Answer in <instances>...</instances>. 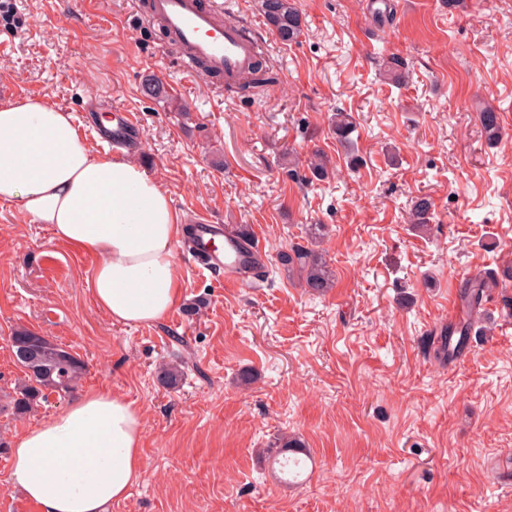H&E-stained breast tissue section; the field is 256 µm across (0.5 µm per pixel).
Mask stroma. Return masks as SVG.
Returning a JSON list of instances; mask_svg holds the SVG:
<instances>
[{
	"instance_id": "stroma-1",
	"label": "stroma",
	"mask_w": 512,
	"mask_h": 512,
	"mask_svg": "<svg viewBox=\"0 0 512 512\" xmlns=\"http://www.w3.org/2000/svg\"><path fill=\"white\" fill-rule=\"evenodd\" d=\"M303 32L283 44L261 0H239L276 82L260 96L206 76L183 79L179 49L146 38L147 0H12L24 21L0 29V104L43 97L83 115V138L111 108L138 121L131 153L169 192L181 223L204 217L245 226L268 255V275L224 287L176 244L180 304L151 325L112 323L94 304L96 254L53 239L19 203H0V512H38L9 481L14 437L63 411L77 394L106 390L143 416L144 475L110 512H512V282L493 291L466 353L433 354L466 278L512 265V0H295ZM407 59L396 86L381 54ZM159 79L185 112L145 93ZM497 109L488 145L478 122ZM356 124L361 163L348 167L330 127ZM330 160L308 179L306 158ZM430 196L435 226L408 222ZM321 247L336 286L318 295L288 278L280 252ZM205 306L188 318L184 306ZM34 330L79 356L74 394L54 393L18 415L24 373L8 345ZM180 363L174 390L159 363ZM257 378L242 387L238 375ZM301 436L314 460L301 484L274 477L264 451Z\"/></svg>"
}]
</instances>
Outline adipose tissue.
<instances>
[{
    "label": "adipose tissue",
    "instance_id": "1",
    "mask_svg": "<svg viewBox=\"0 0 512 512\" xmlns=\"http://www.w3.org/2000/svg\"><path fill=\"white\" fill-rule=\"evenodd\" d=\"M14 201L56 241L98 255L90 289L112 322L151 324L178 304L168 192L134 159L92 152L42 98L0 104V202ZM142 441L135 402L90 391L14 439L9 480L39 512H109L143 476Z\"/></svg>",
    "mask_w": 512,
    "mask_h": 512
}]
</instances>
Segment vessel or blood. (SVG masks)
Returning <instances> with one entry per match:
<instances>
[{"mask_svg":"<svg viewBox=\"0 0 512 512\" xmlns=\"http://www.w3.org/2000/svg\"><path fill=\"white\" fill-rule=\"evenodd\" d=\"M221 8L220 0H210L206 5L199 0H152L151 13L192 56L207 60L224 73L246 75L254 61L257 38L239 19L216 24L215 14ZM134 121L130 112L116 110L109 144H122ZM193 241L199 259L212 274L223 278L228 288L246 287L266 257L260 241H243L202 218L196 222Z\"/></svg>","mask_w":512,"mask_h":512,"instance_id":"1","label":"vessel or blood"}]
</instances>
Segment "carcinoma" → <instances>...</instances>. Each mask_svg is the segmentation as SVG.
Returning a JSON list of instances; mask_svg holds the SVG:
<instances>
[{"label":"carcinoma","instance_id":"carcinoma-1","mask_svg":"<svg viewBox=\"0 0 512 512\" xmlns=\"http://www.w3.org/2000/svg\"><path fill=\"white\" fill-rule=\"evenodd\" d=\"M261 9L271 30L283 43H292L302 30V18L295 7L294 0H261ZM382 70L391 82L402 85L408 83L411 73L407 62L396 55H390L382 60ZM276 82L273 70L267 65L264 54L259 59L251 75L239 85L243 91H260ZM478 119L488 142L498 141L501 134L500 117L491 108L479 112ZM336 140L352 147V134L356 130L350 115L336 112L331 119ZM308 170L314 179L325 180L329 175L328 160L319 152L313 154L308 161ZM433 203L430 197L420 195L411 201L409 215L411 223L418 228L432 224ZM323 238V227L312 224L308 228L306 246H293L288 251L279 254V262L290 272H297L302 287L317 294L328 292L335 286L333 271L327 264L322 253L318 250ZM512 281V269L507 267L503 273L490 271L479 273L466 280L462 285L461 295L471 311L483 306L491 295V290L499 286L505 288ZM12 350L17 363L22 367L25 378L19 387L16 397L12 400V408L17 414L29 412L39 401L48 398L51 393L72 392L86 372V363L74 356L65 348L48 340L38 332L27 328H18L10 336ZM468 345V328L459 332L454 345L444 344L434 351L438 358L450 359L461 355ZM183 370L174 364H164L160 368V384L169 389H176L183 380ZM304 444L294 435H283L278 438V445L267 449L273 457L284 456L280 462L282 470L290 471L300 467L302 460L296 454L303 451Z\"/></svg>","mask_w":512,"mask_h":512}]
</instances>
